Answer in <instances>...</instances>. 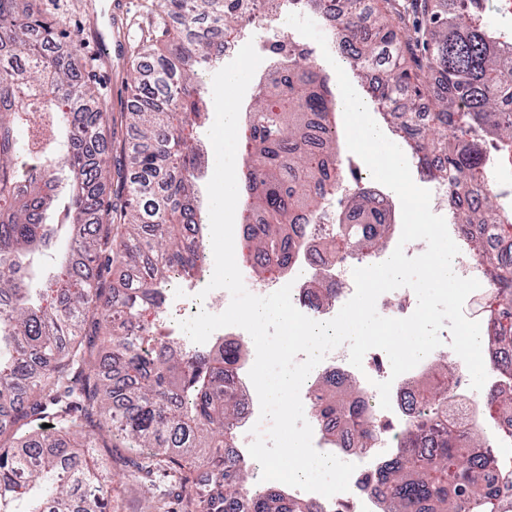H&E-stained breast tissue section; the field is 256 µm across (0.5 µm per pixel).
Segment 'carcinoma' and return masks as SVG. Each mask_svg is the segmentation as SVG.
Segmentation results:
<instances>
[{
	"label": "carcinoma",
	"mask_w": 512,
	"mask_h": 512,
	"mask_svg": "<svg viewBox=\"0 0 512 512\" xmlns=\"http://www.w3.org/2000/svg\"><path fill=\"white\" fill-rule=\"evenodd\" d=\"M302 0L344 27L338 47L378 103L405 97L395 132L421 174L448 185L457 234L488 267L493 316L487 338L499 383L483 411L512 414V212L488 183L487 148L512 161V37L483 22L484 0ZM181 28L148 66L136 63L132 102L122 113L134 133L120 153L103 135L112 113L84 101L95 91L49 53L59 23L37 0H0V512H112L104 475L112 439L145 448L179 475L199 469L198 492L177 495L184 512H314L277 485L249 484L252 463L235 447L240 394L225 384L242 342L186 354L157 341L136 317L159 299L172 275L205 262L189 225L199 223L195 166L186 127L197 130L207 104L195 83L202 66L224 59V35L242 3L158 0ZM413 17L417 37L402 41ZM336 96L309 53L278 60L244 106L241 134L243 221L256 219L246 246L254 277L285 268L299 247L294 226L353 181L343 217L332 225L341 257L385 249L391 208L342 165ZM130 272L112 284V264ZM348 397L314 395L310 412L334 419L360 448L376 433L358 419L371 401L355 383ZM418 414L394 435L396 456L377 470L381 512H505L493 479L512 463L483 454L481 435L448 419V393L417 391ZM51 425V431L42 427Z\"/></svg>",
	"instance_id": "1"
}]
</instances>
